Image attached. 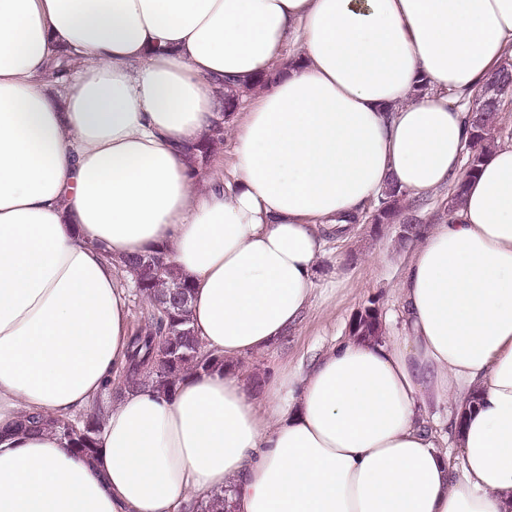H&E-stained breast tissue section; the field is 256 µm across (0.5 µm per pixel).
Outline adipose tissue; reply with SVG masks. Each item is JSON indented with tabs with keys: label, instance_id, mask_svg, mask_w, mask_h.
<instances>
[{
	"label": "adipose tissue",
	"instance_id": "obj_1",
	"mask_svg": "<svg viewBox=\"0 0 512 512\" xmlns=\"http://www.w3.org/2000/svg\"><path fill=\"white\" fill-rule=\"evenodd\" d=\"M509 57L512 0H0V512L220 491L232 512H512V140L460 175L462 104ZM262 74L230 176L197 185L187 147ZM392 182L466 185L410 253L401 333L340 339L257 402L236 360L298 326L326 245ZM154 250L225 370L126 392L91 464L17 433L122 374L120 262Z\"/></svg>",
	"mask_w": 512,
	"mask_h": 512
}]
</instances>
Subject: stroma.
<instances>
[{
    "instance_id": "35a3bbf8",
    "label": "stroma",
    "mask_w": 512,
    "mask_h": 512,
    "mask_svg": "<svg viewBox=\"0 0 512 512\" xmlns=\"http://www.w3.org/2000/svg\"><path fill=\"white\" fill-rule=\"evenodd\" d=\"M410 251L394 224L377 230L363 223L348 242L329 244L318 261L315 300L302 323L270 349L236 362L252 384L254 397L264 398L263 382L276 369L307 363L338 337L348 335L355 314L364 307L374 304L381 316L395 315L399 310L396 288ZM336 271L343 281L328 288L326 277Z\"/></svg>"
}]
</instances>
